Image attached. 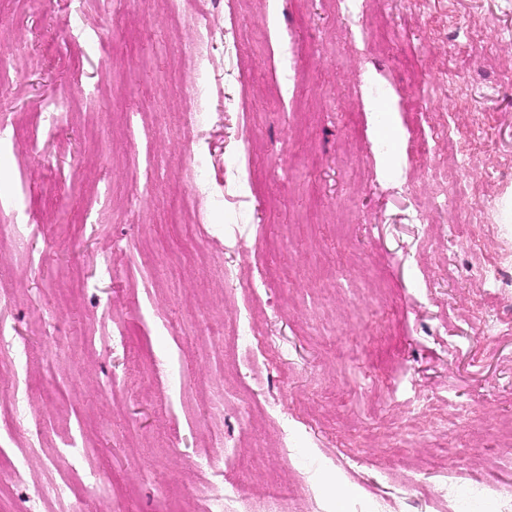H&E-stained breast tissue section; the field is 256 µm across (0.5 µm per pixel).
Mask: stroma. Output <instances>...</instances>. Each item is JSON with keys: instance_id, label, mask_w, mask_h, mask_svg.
Returning a JSON list of instances; mask_svg holds the SVG:
<instances>
[{"instance_id": "obj_1", "label": "stroma", "mask_w": 512, "mask_h": 512, "mask_svg": "<svg viewBox=\"0 0 512 512\" xmlns=\"http://www.w3.org/2000/svg\"><path fill=\"white\" fill-rule=\"evenodd\" d=\"M78 13L92 40L68 39ZM365 23L361 45L332 0L241 5V83L215 90L199 136L212 173L223 174L239 114H249V197L208 220L239 214L253 226L256 253L241 278L267 283L261 329L278 353L250 404L224 409V472L202 473L192 460L210 444L207 401L237 382L199 319L224 323L237 309L219 270L227 240L210 239L206 258L187 262L173 222L189 203L182 112L195 30L159 0H0V53L10 60L0 114L16 128L0 146V224L45 227L23 245L0 241V295L33 354L43 434L57 444L65 424L81 425L119 512H185L187 494L226 481L242 495L276 487L300 497L306 480L330 512L395 487L404 494L396 512H439L430 485L408 475L443 454L512 495V458L494 432L512 421V335L487 342L475 317L512 319V287L479 276L493 253H512V223L500 219L512 173L479 175L512 160V0H376ZM62 94L74 116L52 131L44 105ZM438 108L463 140L486 141L448 192L436 160L409 158L418 113ZM417 206L425 223L408 219ZM474 207L484 220L457 238L454 225ZM106 250L113 279L83 289ZM106 302L126 331L118 346L102 323ZM146 302L155 322L137 313ZM53 342L66 355L48 395ZM170 364L186 380L174 398ZM425 392L440 402L427 431L407 423ZM275 403L311 419L288 458L275 423L248 416L249 405ZM40 474L33 459L25 478L0 487V512H34Z\"/></svg>"}]
</instances>
